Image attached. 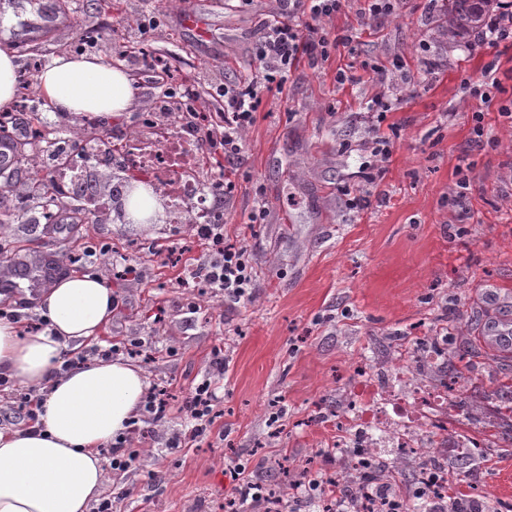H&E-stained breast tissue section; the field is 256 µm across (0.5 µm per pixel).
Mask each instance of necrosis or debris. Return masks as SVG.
<instances>
[{
  "mask_svg": "<svg viewBox=\"0 0 512 512\" xmlns=\"http://www.w3.org/2000/svg\"><path fill=\"white\" fill-rule=\"evenodd\" d=\"M155 121L154 113L138 114L136 133L119 151L104 134L90 150L57 143L58 152L70 155L69 165L53 162L37 167L35 173L65 200L91 170L109 163L157 186L169 205L168 224H190L198 216L207 224L223 223L224 214L214 202L224 186L202 168L200 129L185 123L174 133L141 138L140 130L152 128ZM448 348L447 334L436 332L413 352H399L388 367L363 371L367 388L347 393V412L336 418V465L324 477L339 483L350 470L360 472L365 490L353 503V512H406L420 496L428 500L431 512H448L449 455L478 457L484 449L498 447L496 436L463 426L457 398L441 374ZM398 463L416 470L414 484L377 482L380 470Z\"/></svg>",
  "mask_w": 512,
  "mask_h": 512,
  "instance_id": "necrosis-or-debris-1",
  "label": "necrosis or debris"
}]
</instances>
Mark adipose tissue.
Returning <instances> with one entry per match:
<instances>
[{"label": "adipose tissue", "instance_id": "ef3b65f1", "mask_svg": "<svg viewBox=\"0 0 512 512\" xmlns=\"http://www.w3.org/2000/svg\"><path fill=\"white\" fill-rule=\"evenodd\" d=\"M51 111L104 119L137 105L134 78L98 58L60 55L38 77ZM117 306L104 277L73 272L47 289L37 313L0 320V376L33 389L36 426L0 429V512H89L111 476L101 454L139 413L146 372L115 358L81 360Z\"/></svg>", "mask_w": 512, "mask_h": 512}]
</instances>
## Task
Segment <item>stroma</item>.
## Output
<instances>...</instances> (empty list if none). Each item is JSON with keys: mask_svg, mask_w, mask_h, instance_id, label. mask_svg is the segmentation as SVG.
Masks as SVG:
<instances>
[{"mask_svg": "<svg viewBox=\"0 0 512 512\" xmlns=\"http://www.w3.org/2000/svg\"><path fill=\"white\" fill-rule=\"evenodd\" d=\"M0 1L12 10L11 18L0 16V49L15 52L18 67L49 63L82 35L93 40L92 56L126 68L131 59L119 55L112 31H137L174 83L194 86L213 112L223 111L224 100L211 88L250 75L255 44L278 13L276 0L245 9L237 0H196L208 21L201 36L185 25L181 0ZM358 9L352 0L322 22L351 42L325 62L301 58L282 92L262 93L238 158L214 155L206 163L232 185L224 229L241 236L252 256L251 300L233 304L172 285L171 270L148 260L150 247L173 242L164 223L142 232L89 225V238L108 254L63 266L111 282L118 304L99 346H151L144 369L150 382L167 381L173 405L212 379L214 349L224 354V375L212 379L222 412L212 431L173 448L178 415L153 425L133 467L112 475L114 512H221L225 497L247 483L285 487L268 462L306 469L336 437L323 414H335L356 365L391 358L393 337L413 346L442 317L467 328L473 357L483 358L494 354L486 329L512 326V122L498 114L512 98V47L490 52L449 41L445 0H402L393 14L369 21ZM60 11L66 23L45 27L18 54L9 19ZM365 63L390 68V81L337 84L338 71L358 75ZM491 64L503 90L485 105L470 89ZM377 97L389 111L376 132L364 114ZM478 110L481 143L471 134ZM378 134L389 137L391 153L369 183L359 167ZM460 167L474 179L462 221L448 203ZM359 190L370 197L363 210L349 204ZM258 197L266 212L255 222ZM9 236L31 263L81 247L67 224L15 223ZM465 472L473 483L495 473L492 495L512 500V453L471 459Z\"/></svg>", "mask_w": 512, "mask_h": 512, "instance_id": "35a3bbf8", "label": "stroma"}]
</instances>
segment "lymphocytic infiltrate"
Instances as JSON below:
<instances>
[{
    "label": "lymphocytic infiltrate",
    "mask_w": 512,
    "mask_h": 512,
    "mask_svg": "<svg viewBox=\"0 0 512 512\" xmlns=\"http://www.w3.org/2000/svg\"><path fill=\"white\" fill-rule=\"evenodd\" d=\"M348 0H279V18L269 25L254 51L255 67L251 75L235 84L217 87L224 99V114L208 130L204 144L223 150L227 161H234L242 149V133L254 120L262 90L283 89L288 69L299 55L310 60H328L336 42L319 27L320 19L345 9ZM197 237L208 248L203 261L180 260L173 247L152 248L150 257L156 265L173 267L178 287L194 283L207 288L212 296L231 302L251 298L254 267L245 245L230 240L220 224H205ZM186 416L185 429L176 443L194 441L210 431L221 412L211 379L197 384L180 406Z\"/></svg>",
    "instance_id": "f902f5d3"
}]
</instances>
